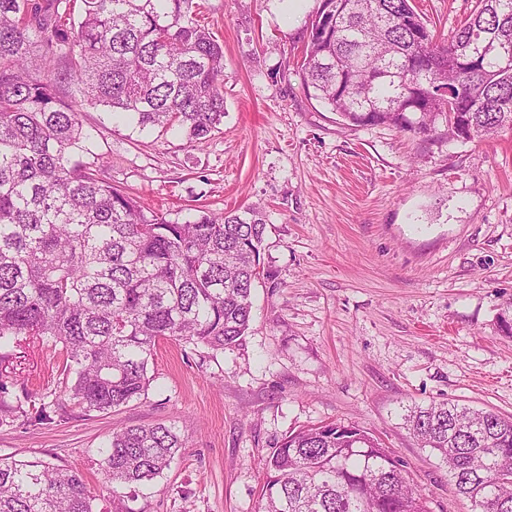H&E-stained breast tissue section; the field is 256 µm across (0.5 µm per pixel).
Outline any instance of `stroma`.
Listing matches in <instances>:
<instances>
[{
  "instance_id": "1",
  "label": "stroma",
  "mask_w": 512,
  "mask_h": 512,
  "mask_svg": "<svg viewBox=\"0 0 512 512\" xmlns=\"http://www.w3.org/2000/svg\"><path fill=\"white\" fill-rule=\"evenodd\" d=\"M224 45V122L201 144L80 115L100 175L166 219L261 206L252 319L232 348L160 342L140 400L0 426V458L80 471L98 512H257L264 463L292 430L353 423L403 461L432 512H472L419 447L407 408L455 400L512 415V131L462 143L344 124L298 71L321 0H199ZM438 37L476 0H414ZM59 356L33 344L6 398L53 404ZM175 424L183 446L148 485L112 496L98 448L113 429Z\"/></svg>"
}]
</instances>
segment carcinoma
Masks as SVG:
<instances>
[{"label": "carcinoma", "mask_w": 512, "mask_h": 512, "mask_svg": "<svg viewBox=\"0 0 512 512\" xmlns=\"http://www.w3.org/2000/svg\"><path fill=\"white\" fill-rule=\"evenodd\" d=\"M194 0H0V369L27 341L60 347L65 413H110L148 390L156 346L230 348L251 320L262 210L170 221L77 157L79 112L203 143L224 119V46ZM302 84L354 126L480 141L512 129V0H477L448 42L411 0H322ZM45 404L0 396V425ZM474 512H512V416L452 401L405 417ZM183 447L158 423L112 432L105 484L163 474ZM83 475L0 459V512H95ZM259 512H431L405 465L355 424L291 432L265 461Z\"/></svg>", "instance_id": "1"}]
</instances>
